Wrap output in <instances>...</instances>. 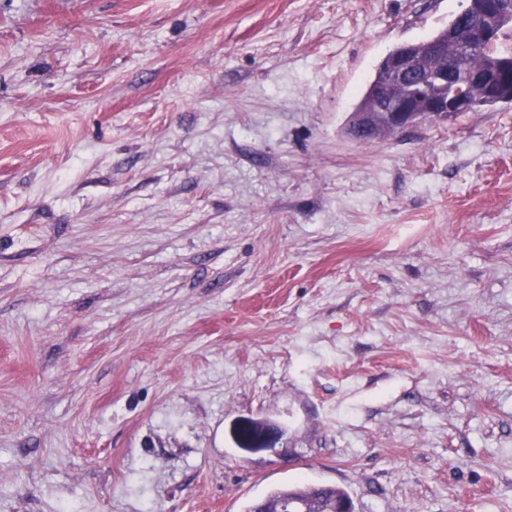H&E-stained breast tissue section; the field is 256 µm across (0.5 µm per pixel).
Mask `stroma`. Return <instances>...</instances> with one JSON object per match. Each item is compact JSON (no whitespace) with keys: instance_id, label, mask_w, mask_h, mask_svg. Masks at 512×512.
Here are the masks:
<instances>
[{"instance_id":"1","label":"stroma","mask_w":512,"mask_h":512,"mask_svg":"<svg viewBox=\"0 0 512 512\" xmlns=\"http://www.w3.org/2000/svg\"><path fill=\"white\" fill-rule=\"evenodd\" d=\"M466 5L0 0V512H512V104L345 133ZM272 431H274V428L270 425L244 424L240 428V436L245 446L254 450H261L268 448L266 441ZM311 498L325 504H331L336 498L337 500H348L354 510V504L349 496L343 490L336 489L335 487L322 485L321 487H314L311 484H303L300 486H285L273 490L264 499L250 504L245 512H255L261 506L262 501H267L270 504H277L280 501L291 500L290 502H282L275 506L274 511H267L266 507L260 508L259 512H317L312 510V505L294 499ZM355 511V510H354ZM353 511V512H354Z\"/></svg>"}]
</instances>
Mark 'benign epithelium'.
Masks as SVG:
<instances>
[{"mask_svg":"<svg viewBox=\"0 0 512 512\" xmlns=\"http://www.w3.org/2000/svg\"><path fill=\"white\" fill-rule=\"evenodd\" d=\"M484 18L485 26L481 37L496 40L495 20L505 14L512 15V0H469L468 5L455 16L459 23H465L472 15ZM426 47L429 55H443L445 43L424 39L402 46L400 52L381 62V77L371 86L372 104L369 108L352 113L347 135L356 141L359 136L382 137L402 133L432 118H441L449 113L466 112L475 103L470 94L452 97H433L425 105L408 99H395L392 90L399 86L446 85L448 77L474 90H481L501 101L512 102V59L495 62L483 73L470 72L461 65H452L439 75H431L420 66L419 50ZM274 428L267 425L245 424L240 428L242 443L254 450L267 448L266 441Z\"/></svg>","mask_w":512,"mask_h":512,"instance_id":"obj_1","label":"benign epithelium"}]
</instances>
